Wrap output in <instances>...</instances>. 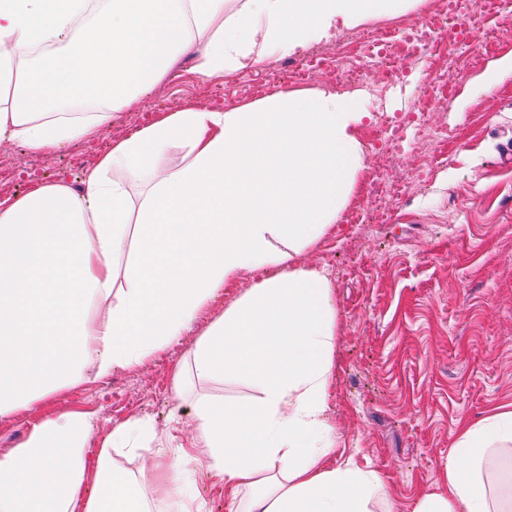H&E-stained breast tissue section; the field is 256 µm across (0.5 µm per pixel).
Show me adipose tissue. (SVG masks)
<instances>
[{"mask_svg":"<svg viewBox=\"0 0 512 512\" xmlns=\"http://www.w3.org/2000/svg\"><path fill=\"white\" fill-rule=\"evenodd\" d=\"M426 0H0V141L48 155L136 110L184 58L207 79L284 58ZM363 92L279 91L186 108L117 140L82 188L0 198V419L156 358L244 274L251 288L198 339L191 370L245 383L192 398L188 444L149 420L93 444V416L49 411L0 453V512H396L373 469L334 463L336 305L300 264L337 224L366 166ZM185 161L160 165L172 147ZM141 185L132 195L133 185ZM512 404L462 428L444 488L412 512H512ZM501 463V484L482 465ZM204 388L217 400H224V398L243 400L250 395V390L244 383L233 379H224V383L213 382L205 385Z\"/></svg>","mask_w":512,"mask_h":512,"instance_id":"1","label":"adipose tissue"}]
</instances>
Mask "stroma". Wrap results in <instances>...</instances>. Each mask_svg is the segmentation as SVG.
Wrapping results in <instances>:
<instances>
[{
    "instance_id": "1",
    "label": "stroma",
    "mask_w": 512,
    "mask_h": 512,
    "mask_svg": "<svg viewBox=\"0 0 512 512\" xmlns=\"http://www.w3.org/2000/svg\"><path fill=\"white\" fill-rule=\"evenodd\" d=\"M472 32L468 62L456 79L439 82L448 57L437 44L410 77L381 81L375 67L351 49L366 83L383 84L388 114L420 111L426 130L410 132L397 152L375 146L379 120L366 127L367 169L348 204L364 223L339 221L309 247L304 265L325 270L336 301L335 381L329 419L341 439L337 459L380 474L397 512L440 483L461 424L476 425L496 405L512 403V77L473 95L467 85L512 55V16L487 0H466ZM341 36L297 51L305 59L292 74L289 58L219 79L204 80L185 60L169 81L121 112L91 140L58 153L30 154L17 141L0 142V196L32 184L65 180L81 187L113 140L185 107L232 108L288 89L335 83L330 53ZM399 186L387 210L369 192L376 173ZM199 320L161 357L104 381L61 392L54 408H80L96 417L95 439L133 418L149 419L159 435L186 443L194 435L192 406L172 389L175 367L207 327Z\"/></svg>"
}]
</instances>
